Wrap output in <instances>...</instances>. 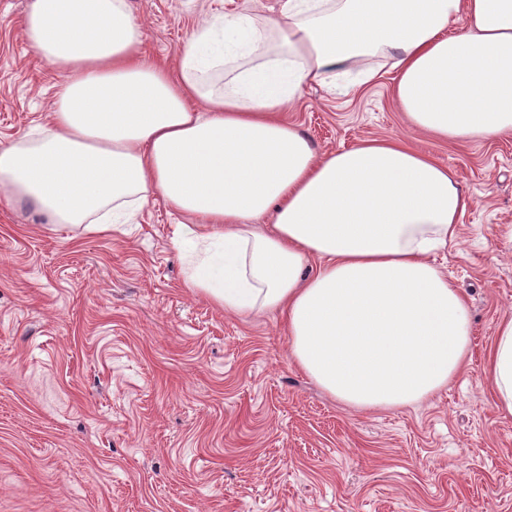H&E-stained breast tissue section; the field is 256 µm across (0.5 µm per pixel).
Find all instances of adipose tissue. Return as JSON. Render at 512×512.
<instances>
[{
    "label": "adipose tissue",
    "mask_w": 512,
    "mask_h": 512,
    "mask_svg": "<svg viewBox=\"0 0 512 512\" xmlns=\"http://www.w3.org/2000/svg\"><path fill=\"white\" fill-rule=\"evenodd\" d=\"M22 27L61 79L37 140L0 147L9 201L103 234L160 197L206 246L188 287L228 312H278L292 361L350 407L413 406L459 373L470 308L431 261L468 205L456 172L400 137L321 153L281 114L309 84L381 79L366 65L379 56L413 129L510 134L512 0H284L262 17L213 15L174 72L143 58L129 0H31ZM484 371L512 416V316Z\"/></svg>",
    "instance_id": "1"
}]
</instances>
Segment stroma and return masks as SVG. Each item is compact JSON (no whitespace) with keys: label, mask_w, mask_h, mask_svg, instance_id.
<instances>
[{"label":"stroma","mask_w":512,"mask_h":512,"mask_svg":"<svg viewBox=\"0 0 512 512\" xmlns=\"http://www.w3.org/2000/svg\"><path fill=\"white\" fill-rule=\"evenodd\" d=\"M281 2L130 0L169 67L204 15ZM29 3L0 0V144L44 122L60 79L23 35ZM283 118L320 152L401 135L456 170L468 207L433 262L471 307L463 372L415 407H346L293 363L279 313L188 288L160 198L104 234L0 198V512H512V417L483 373L512 315V134L413 131L388 75L308 87Z\"/></svg>","instance_id":"35a3bbf8"}]
</instances>
